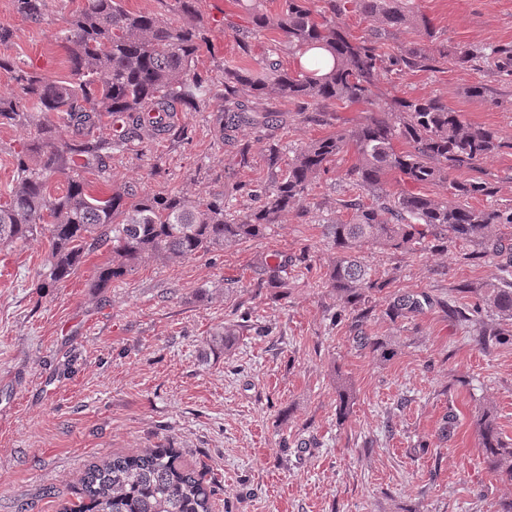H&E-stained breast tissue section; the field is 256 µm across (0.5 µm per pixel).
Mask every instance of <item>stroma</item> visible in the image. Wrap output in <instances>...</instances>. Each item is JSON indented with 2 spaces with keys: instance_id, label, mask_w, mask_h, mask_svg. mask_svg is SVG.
<instances>
[{
  "instance_id": "1",
  "label": "stroma",
  "mask_w": 512,
  "mask_h": 512,
  "mask_svg": "<svg viewBox=\"0 0 512 512\" xmlns=\"http://www.w3.org/2000/svg\"><path fill=\"white\" fill-rule=\"evenodd\" d=\"M429 17L443 46H512V0H406ZM81 0H43L39 22L0 0V27L11 42L0 55L16 67L35 66L49 80L70 78L62 48L66 21ZM211 24L210 45L195 70L216 88L206 107L184 112L188 140L147 139L115 152L99 192L133 184L145 193L179 192L206 199L228 179L264 180L263 148L284 151L355 123L360 105L315 125L288 105L286 126L264 133L244 128L254 166H234L232 149L215 137L224 107V64L239 60L224 17L234 0H199ZM487 85V100L465 89ZM433 94L476 125L512 139V76L446 63L440 69L381 79L375 100ZM304 203L270 225L263 237L207 254L136 265L98 294L89 288L97 255L63 286L43 291L37 275L49 254L47 237L0 248V512H61L79 497L86 467L171 443L185 462L217 486L213 512H495L512 499L485 462L477 419L491 410L512 443V341L481 350L432 309L411 322L382 312L395 291L474 302L460 283L496 280L493 261L471 260V245L447 252L404 254L365 246L362 255L388 290L376 293L367 331L394 349L380 360L355 348L345 325L334 324L339 302L320 276L336 253L321 226L342 218L337 171ZM160 175H151L152 166ZM481 176L497 194L478 206L512 204V149L483 161ZM308 264L297 263L300 252ZM291 256L288 297L260 287L257 259ZM233 280L226 288L225 280ZM249 316L251 327L231 350L212 336ZM346 381L350 413L336 414V386ZM456 425L442 437L446 413Z\"/></svg>"
}]
</instances>
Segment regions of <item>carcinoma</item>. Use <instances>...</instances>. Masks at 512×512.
<instances>
[{"label":"carcinoma","instance_id":"cac0c4a2","mask_svg":"<svg viewBox=\"0 0 512 512\" xmlns=\"http://www.w3.org/2000/svg\"><path fill=\"white\" fill-rule=\"evenodd\" d=\"M16 10L31 18L41 15L42 0H13ZM185 21L164 23L154 14L130 11L122 0H84L68 21L64 44L72 78L49 81L33 66L18 69L0 56V70L13 75L20 94L0 98V125L22 126L29 137L15 153L13 182L0 201V245L23 243L44 234L50 252L41 288H58L90 254L112 253L97 267L89 287L101 292L150 259L187 258L264 235L271 224L298 209L333 162L352 154L353 162L338 176L344 184L340 207L348 219L322 225V236L336 250L323 283L341 306L334 322L347 323L349 339L360 350L382 359L392 351L366 333L373 317L371 294L386 283L375 278L356 253L372 245L415 254L445 251L450 242L477 246L475 260L497 261L496 282L465 285L474 293L471 305L449 304L426 293L391 294L384 315L391 321H413L440 308L449 319L475 332L486 349L503 330L478 326L485 309L512 321V204L476 207L471 200L491 198L494 185L481 177H460L512 141L500 130L467 121L463 114L432 95L396 97L364 120L335 133L312 139L286 158L280 144L267 142L264 161L269 175L256 185L227 181L224 192L198 201L184 194L141 193L125 185L97 197L90 180L109 169L112 154L145 137L183 139L187 128L174 122L178 112H199L211 95L209 80L192 72L209 44L210 28L196 19L198 0H177ZM251 31L280 35V45L267 50L260 71L244 65L224 66V113L216 119L218 138L235 149L237 165L251 167L252 145L237 138L242 126L259 131L287 122L280 105L297 104L306 120L326 122L328 112L353 105L375 104L374 89L388 74L434 70L448 58L437 45L433 23L406 7L404 0H283L273 13L261 0H237ZM352 11L369 23L368 33L355 37L339 25ZM417 31L420 42L397 50L387 39L402 28ZM297 58L310 51V68H288L279 58L281 46ZM459 65L478 67L487 61L512 73V49L486 53L464 49ZM120 124L112 138L100 135L107 122ZM73 129L60 141L55 122ZM401 142L406 148L399 149ZM67 179L64 194L53 196L47 181ZM441 186L446 196L424 188ZM255 205L243 214L229 212L241 194ZM262 287L278 299L288 297V259L261 261ZM240 325L224 327L215 345L231 349ZM479 433L489 468L512 483V446L500 437L485 410ZM216 487L180 463L170 446L107 458L90 465L82 478L80 501L63 512H212Z\"/></svg>","mask_w":512,"mask_h":512}]
</instances>
